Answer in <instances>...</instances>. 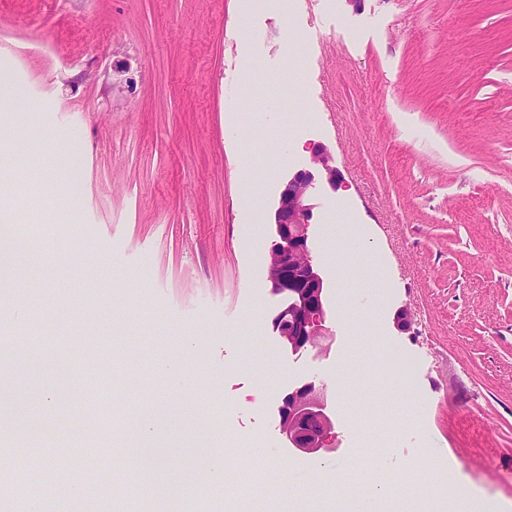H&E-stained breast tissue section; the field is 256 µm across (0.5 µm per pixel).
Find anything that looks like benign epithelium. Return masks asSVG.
<instances>
[{
	"instance_id": "benign-epithelium-1",
	"label": "benign epithelium",
	"mask_w": 512,
	"mask_h": 512,
	"mask_svg": "<svg viewBox=\"0 0 512 512\" xmlns=\"http://www.w3.org/2000/svg\"><path fill=\"white\" fill-rule=\"evenodd\" d=\"M340 179L334 156L319 144L312 150L311 165L295 171L279 193L267 278L273 293L284 297V304L272 318V329L295 353L309 348L325 350L324 280L308 229L313 219L312 200L319 188L326 183L335 189ZM279 427L290 448L305 454L329 451L334 414L326 389L308 382L289 391L279 408Z\"/></svg>"
}]
</instances>
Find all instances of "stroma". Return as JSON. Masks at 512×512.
<instances>
[{
    "instance_id": "35a3bbf8",
    "label": "stroma",
    "mask_w": 512,
    "mask_h": 512,
    "mask_svg": "<svg viewBox=\"0 0 512 512\" xmlns=\"http://www.w3.org/2000/svg\"><path fill=\"white\" fill-rule=\"evenodd\" d=\"M0 75L25 102L0 108V209L32 227L42 254L31 288L0 275V334H53L79 357L95 338L117 372L112 439L123 455L130 405L170 397L154 358L186 371L184 395L207 435L160 427L154 485L119 469L114 486L157 496L190 477L225 512L203 463L231 447L308 483L322 512L333 468L356 470L350 420L403 409L386 447L413 490L384 512H448L416 456L447 461L463 493L512 512V0H0ZM336 157L338 188L314 199L312 247L327 288L326 352L285 349L266 280L279 191L314 145ZM252 171L263 201L243 190ZM83 224L84 237L58 230ZM262 235L253 238L251 229ZM373 249L377 266L361 257ZM391 293L378 305V287ZM409 308V330L394 316ZM416 353L427 423L385 393L372 354ZM18 410L48 454L88 441L86 381L66 415L44 378L10 358ZM326 387L330 453L289 448L286 393ZM250 386L256 404L225 395Z\"/></svg>"
}]
</instances>
